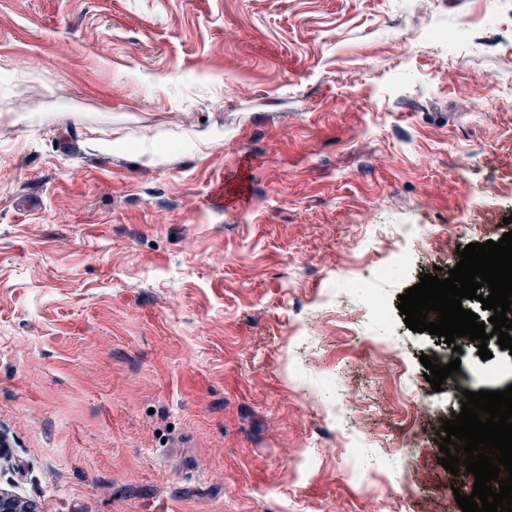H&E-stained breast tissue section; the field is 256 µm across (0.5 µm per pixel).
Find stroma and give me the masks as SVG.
<instances>
[{"instance_id":"obj_1","label":"stroma","mask_w":512,"mask_h":512,"mask_svg":"<svg viewBox=\"0 0 512 512\" xmlns=\"http://www.w3.org/2000/svg\"><path fill=\"white\" fill-rule=\"evenodd\" d=\"M502 86L512 0H0V489L32 512L471 494L419 360L457 356L397 305L512 229ZM461 348L466 388L512 379Z\"/></svg>"}]
</instances>
